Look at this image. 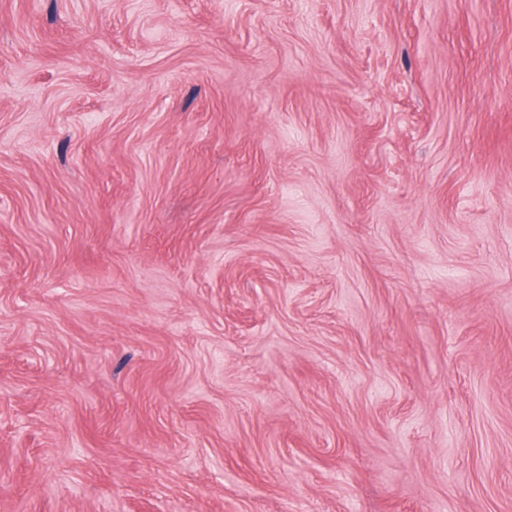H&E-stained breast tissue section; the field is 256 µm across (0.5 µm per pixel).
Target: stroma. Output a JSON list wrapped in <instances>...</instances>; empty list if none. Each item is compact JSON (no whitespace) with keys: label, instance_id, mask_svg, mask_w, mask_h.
I'll list each match as a JSON object with an SVG mask.
<instances>
[{"label":"stroma","instance_id":"stroma-1","mask_svg":"<svg viewBox=\"0 0 512 512\" xmlns=\"http://www.w3.org/2000/svg\"><path fill=\"white\" fill-rule=\"evenodd\" d=\"M0 512H512V0H0Z\"/></svg>","mask_w":512,"mask_h":512}]
</instances>
